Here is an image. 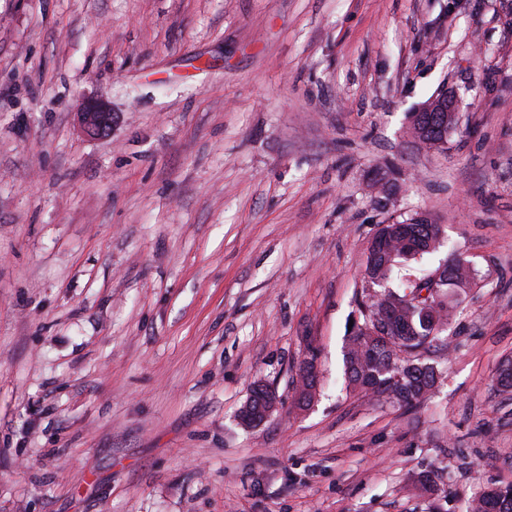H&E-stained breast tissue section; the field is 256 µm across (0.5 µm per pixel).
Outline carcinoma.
Masks as SVG:
<instances>
[{
  "instance_id": "carcinoma-1",
  "label": "carcinoma",
  "mask_w": 512,
  "mask_h": 512,
  "mask_svg": "<svg viewBox=\"0 0 512 512\" xmlns=\"http://www.w3.org/2000/svg\"><path fill=\"white\" fill-rule=\"evenodd\" d=\"M439 225L425 217L378 228L366 254L365 271L373 284L387 281L401 260H410L435 248ZM448 283L430 300L416 302L408 293L387 291L360 311L362 322L352 326L344 353L345 374L354 390L386 397L406 406L421 404L435 387L439 369L425 358L435 344H444L456 302L448 292L460 295L476 286L461 259L446 264ZM316 374L300 369L298 406L312 402ZM468 512H512V494L490 486L469 502Z\"/></svg>"
}]
</instances>
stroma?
I'll return each mask as SVG.
<instances>
[{
  "instance_id": "35a3bbf8",
  "label": "stroma",
  "mask_w": 512,
  "mask_h": 512,
  "mask_svg": "<svg viewBox=\"0 0 512 512\" xmlns=\"http://www.w3.org/2000/svg\"><path fill=\"white\" fill-rule=\"evenodd\" d=\"M423 214L439 248L368 281ZM455 257L430 399L353 391L350 320ZM507 359L512 0H0V512H466L512 484ZM419 112H445L448 113V117L455 119L457 109L454 98L448 95V92H442L438 95L433 96L418 110V112L412 113L413 119L411 125V133L416 128V125L420 123H422L425 126H430L431 124H438V122H435L424 113H422L421 115H417ZM78 122L88 136H104L112 128V113L105 103L101 101L90 102L82 112H79ZM412 222L382 224L372 239L377 244L369 245L365 271L373 284L387 281L400 260H410L435 248L439 241L440 228L426 217ZM257 400L258 407L253 409L254 401ZM279 404L278 396L269 389L267 396L262 399H257L256 394L251 393L243 407L241 408L238 419L239 423L245 427H255L265 422L274 411H276Z\"/></svg>"
}]
</instances>
